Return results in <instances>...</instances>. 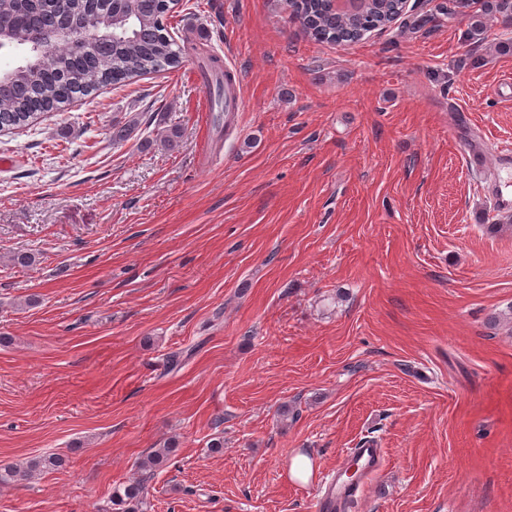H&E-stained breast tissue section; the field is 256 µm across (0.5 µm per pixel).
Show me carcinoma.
Instances as JSON below:
<instances>
[{
  "instance_id": "obj_1",
  "label": "carcinoma",
  "mask_w": 512,
  "mask_h": 512,
  "mask_svg": "<svg viewBox=\"0 0 512 512\" xmlns=\"http://www.w3.org/2000/svg\"><path fill=\"white\" fill-rule=\"evenodd\" d=\"M173 0H0V28L12 33V46L28 56L34 52L28 39L40 34L50 39L51 65L33 68L15 65L9 87L0 93V128L26 127L46 112L58 111L70 102L105 85L124 86L148 74L181 67L186 55L173 27ZM292 14L316 41L337 45L360 41L404 15L399 0H360L342 11L332 0H289ZM87 23L106 31L85 45L60 36V20ZM497 19L512 31V0H483L480 11L468 15V35L483 34L486 20ZM218 90L230 98L234 79L211 60ZM171 448H157L141 462V469L163 466ZM59 457L42 455L22 467L0 470V483L31 477L60 466ZM146 487L139 479L115 488L112 502L122 512H138L145 504Z\"/></svg>"
}]
</instances>
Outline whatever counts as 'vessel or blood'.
<instances>
[{
    "mask_svg": "<svg viewBox=\"0 0 512 512\" xmlns=\"http://www.w3.org/2000/svg\"><path fill=\"white\" fill-rule=\"evenodd\" d=\"M384 454L372 440L359 442L341 460V474L322 479L317 498L318 512H349L361 496L365 479L378 472Z\"/></svg>",
    "mask_w": 512,
    "mask_h": 512,
    "instance_id": "1",
    "label": "vessel or blood"
}]
</instances>
